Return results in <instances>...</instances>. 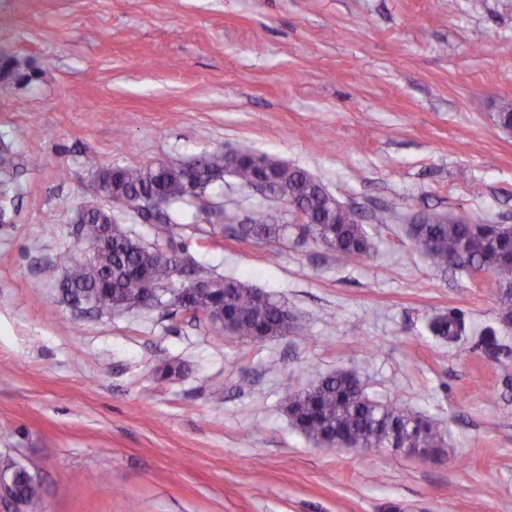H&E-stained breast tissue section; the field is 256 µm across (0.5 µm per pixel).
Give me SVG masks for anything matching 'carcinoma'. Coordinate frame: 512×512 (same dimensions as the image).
Instances as JSON below:
<instances>
[{"mask_svg":"<svg viewBox=\"0 0 512 512\" xmlns=\"http://www.w3.org/2000/svg\"><path fill=\"white\" fill-rule=\"evenodd\" d=\"M240 157L234 176L241 185L255 183L260 166L257 153L247 145L237 150ZM227 159L213 153L198 159L195 172L176 167L155 170L149 166L106 167L94 155L84 157V167L107 175L106 205L117 211L110 218L112 239L94 262H81L67 255L43 269V277L52 280L63 268L71 292L95 299V311L105 313L132 306L148 292L152 282L167 280L178 268L181 257L167 256L163 248L186 205L196 204L192 183L209 186L224 179ZM18 178L15 153L0 142V210L14 203ZM277 201H296L308 213L310 223L299 227L301 233L320 243L341 262H351L369 254L370 239L359 213L342 207L324 186L305 170L286 163L273 172ZM140 217L154 227L156 246H146L132 237L120 224V215ZM481 216L463 218L429 215L411 226L414 247L440 267L450 265L470 270L483 268L501 290L500 316L512 322V225L486 226ZM104 227L91 216L81 224L86 238L102 237ZM288 225L277 208L255 211L245 231L259 240H279ZM224 297L194 293L192 303L208 311L224 310L234 338L258 342L282 334L307 335L306 326L293 319L283 326L288 309L271 295L261 296L254 289L233 278L221 279ZM434 336L455 342L465 331L464 321L452 315H439L430 323ZM283 402L292 424L314 444L332 448L346 443L365 452L385 448L415 454L425 448H439L445 431L431 420L414 414L396 403L384 404L370 398L352 374L338 371L305 389L285 388ZM5 471L15 477L21 504L27 512H42L44 489L26 467L14 464Z\"/></svg>","mask_w":512,"mask_h":512,"instance_id":"obj_1","label":"carcinoma"}]
</instances>
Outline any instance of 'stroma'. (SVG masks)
Instances as JSON below:
<instances>
[{"label": "stroma", "instance_id": "stroma-1", "mask_svg": "<svg viewBox=\"0 0 512 512\" xmlns=\"http://www.w3.org/2000/svg\"><path fill=\"white\" fill-rule=\"evenodd\" d=\"M0 53L27 75L0 84V139L43 158L0 223V467L43 483V512H512V325L492 276L436 267L409 234L423 213L512 224V0H0ZM243 144L361 212L374 245L342 263L293 226L243 236L272 201L229 174L206 190L221 218L193 207L175 227L199 274L272 294L306 337L100 314L44 280L84 249L86 154L182 164ZM441 314L463 319L458 343L430 332ZM339 370L438 423V458L296 429L284 388Z\"/></svg>", "mask_w": 512, "mask_h": 512}]
</instances>
